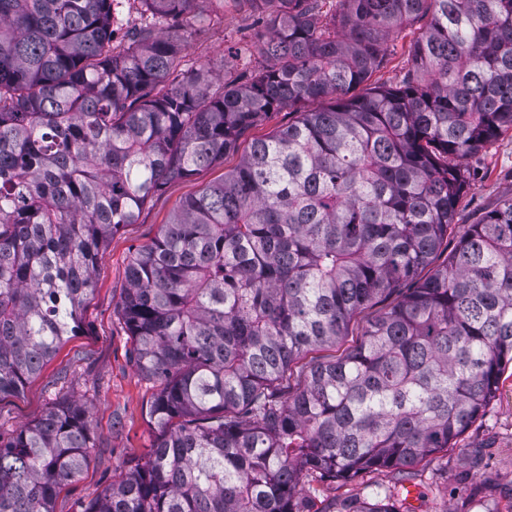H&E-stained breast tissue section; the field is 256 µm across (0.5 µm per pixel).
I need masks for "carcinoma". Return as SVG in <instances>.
<instances>
[{
    "mask_svg": "<svg viewBox=\"0 0 512 512\" xmlns=\"http://www.w3.org/2000/svg\"><path fill=\"white\" fill-rule=\"evenodd\" d=\"M198 2L139 0L151 20L120 48L130 0H0V397L78 333L100 253L151 197L269 113L328 102L252 141L133 254L118 314L158 434L85 512H308V478L456 447L512 366V198L421 277L471 188L464 160L512 130V0H232L264 28L222 77L182 68ZM423 18L402 83H369L389 34ZM390 297L354 345L307 358ZM91 432L70 400L0 441V512H54Z\"/></svg>",
    "mask_w": 512,
    "mask_h": 512,
    "instance_id": "obj_1",
    "label": "carcinoma"
}]
</instances>
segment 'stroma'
Masks as SVG:
<instances>
[{
  "instance_id": "1",
  "label": "stroma",
  "mask_w": 512,
  "mask_h": 512,
  "mask_svg": "<svg viewBox=\"0 0 512 512\" xmlns=\"http://www.w3.org/2000/svg\"><path fill=\"white\" fill-rule=\"evenodd\" d=\"M422 21L405 24L386 41V58L371 81L400 83L409 68V49ZM263 26L232 0H200L187 28L188 65L221 72L228 50L241 49L239 69L249 65ZM301 112V111H300ZM300 112L284 108L270 113L246 131L235 151L223 162L201 169L188 180L170 182L143 207L137 223L112 236L95 271L96 287L82 309L79 335L67 339L23 391L0 398V438L9 439L22 424L41 420L56 403L75 398L89 408L93 427L92 461L79 477L58 492L54 512H84L87 505L126 473L131 459L144 457L156 428L146 416L155 385L136 371L132 341L117 313L127 286L126 269L132 254L149 244L174 209L187 197L219 181L235 168L250 143L296 121ZM471 189L457 205L456 233H463L484 212L512 197V130L502 134L466 161ZM390 484L388 475L364 474L353 481L313 482L315 512H330L345 496L373 498L376 483ZM409 486L415 492V512H463L474 491L495 501L499 512H512V369L507 370L484 416L447 456L424 461Z\"/></svg>"
}]
</instances>
